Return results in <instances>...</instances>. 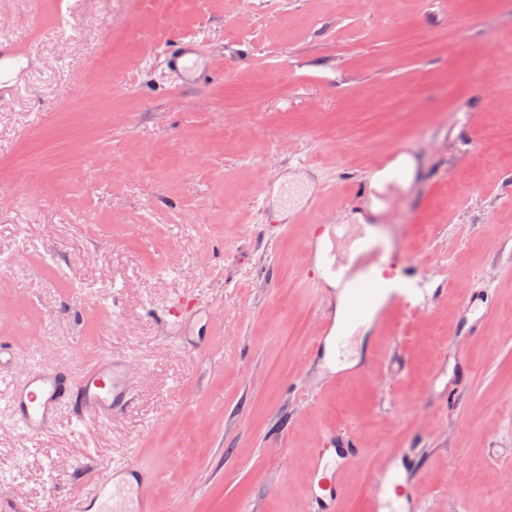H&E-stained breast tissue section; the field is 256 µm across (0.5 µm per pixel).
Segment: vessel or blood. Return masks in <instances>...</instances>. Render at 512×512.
<instances>
[{
	"mask_svg": "<svg viewBox=\"0 0 512 512\" xmlns=\"http://www.w3.org/2000/svg\"><path fill=\"white\" fill-rule=\"evenodd\" d=\"M197 42L183 36L171 37L159 57L161 67L181 80H204L210 71L197 58ZM23 63L13 46L0 43V94L19 90L17 75ZM377 243H368L363 257L352 268L336 263H323L320 274L340 279L351 287L347 301L348 317L355 320L376 315L379 324H386L405 301V293L393 285L382 283L372 271L373 265L385 257ZM13 370L8 382L6 406L20 425L24 435L37 439L55 426L64 406H71L75 417L111 418L126 411L131 403L129 383L124 364L111 356L101 355L85 366L79 375L70 376L46 363L36 370H17L13 349L0 341V370ZM362 448L356 439L328 441L326 447L315 449L311 458L312 476L309 493L313 512H340L341 499L334 486L354 467ZM142 472L136 463L121 460L92 479L88 493L73 496L72 512H152V503L139 492ZM415 500L400 505L382 495L369 496L366 512H415Z\"/></svg>",
	"mask_w": 512,
	"mask_h": 512,
	"instance_id": "1",
	"label": "vessel or blood"
}]
</instances>
